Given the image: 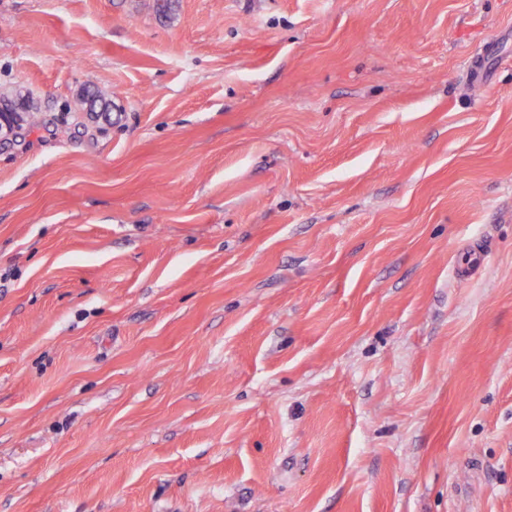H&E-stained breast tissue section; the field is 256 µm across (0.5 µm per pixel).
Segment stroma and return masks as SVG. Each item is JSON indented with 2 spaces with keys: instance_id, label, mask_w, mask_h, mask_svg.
<instances>
[{
  "instance_id": "obj_1",
  "label": "stroma",
  "mask_w": 512,
  "mask_h": 512,
  "mask_svg": "<svg viewBox=\"0 0 512 512\" xmlns=\"http://www.w3.org/2000/svg\"><path fill=\"white\" fill-rule=\"evenodd\" d=\"M156 3L0 0V512H512V0Z\"/></svg>"
}]
</instances>
